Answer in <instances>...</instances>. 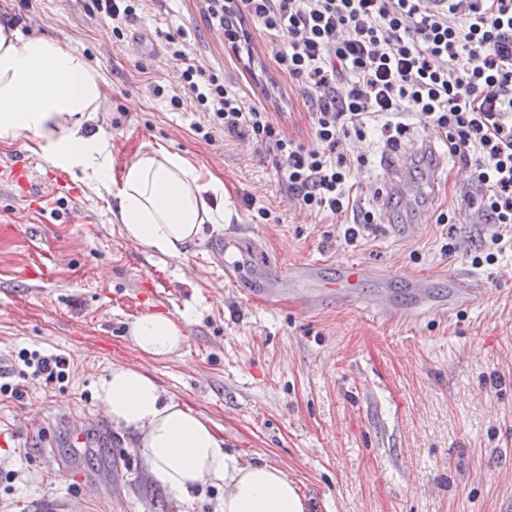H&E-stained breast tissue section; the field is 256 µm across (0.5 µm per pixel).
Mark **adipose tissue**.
<instances>
[{"instance_id": "adipose-tissue-1", "label": "adipose tissue", "mask_w": 512, "mask_h": 512, "mask_svg": "<svg viewBox=\"0 0 512 512\" xmlns=\"http://www.w3.org/2000/svg\"><path fill=\"white\" fill-rule=\"evenodd\" d=\"M102 80L71 47L21 33L0 15V145L28 135L32 152L88 187L108 188L109 210L127 239L154 254L182 256L204 224L223 220V182L183 155L158 146L138 152L120 177L97 116L105 111ZM142 355L164 361L188 338L186 324L147 313L126 330ZM96 398L113 428L131 433L150 480L179 498L201 485L223 489L214 512H308L309 503L279 466L241 461L215 426L165 391L144 371L116 365Z\"/></svg>"}]
</instances>
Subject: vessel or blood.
I'll list each match as a JSON object with an SVG mask.
<instances>
[{
	"instance_id": "vessel-or-blood-1",
	"label": "vessel or blood",
	"mask_w": 512,
	"mask_h": 512,
	"mask_svg": "<svg viewBox=\"0 0 512 512\" xmlns=\"http://www.w3.org/2000/svg\"><path fill=\"white\" fill-rule=\"evenodd\" d=\"M412 154L398 155L389 161L384 189L387 194L401 195L402 206H410L404 197V184ZM241 247L237 237H224L219 250L226 262L224 274L235 283L248 287L250 298L272 301L279 298L293 300L297 308L305 313L318 310L330 302L340 304H363L386 320L415 323L427 318L446 319L459 310L472 305L481 295L478 280L470 276H452L448 279V295L440 298L434 295V280L428 276L405 275L401 284L411 296L409 304H401L392 287V278L370 267L350 262L335 266L333 276H325L318 263H296L272 272L235 259L234 254Z\"/></svg>"
}]
</instances>
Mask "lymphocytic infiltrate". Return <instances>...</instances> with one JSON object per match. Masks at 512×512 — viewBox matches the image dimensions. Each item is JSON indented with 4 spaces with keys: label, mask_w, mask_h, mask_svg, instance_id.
Returning <instances> with one entry per match:
<instances>
[{
    "label": "lymphocytic infiltrate",
    "mask_w": 512,
    "mask_h": 512,
    "mask_svg": "<svg viewBox=\"0 0 512 512\" xmlns=\"http://www.w3.org/2000/svg\"><path fill=\"white\" fill-rule=\"evenodd\" d=\"M239 2L262 25L280 70L304 85L318 146L295 145L265 110L243 111L234 87L206 74L171 37L180 82L208 117L194 127L202 140L248 129L283 158L288 189L304 210L338 215L358 208L351 166L336 153L340 136L365 137L378 117L383 143L397 145L413 109L453 155L478 154L471 178L482 191L480 212L512 224V0H480L460 26L428 0ZM15 365L20 375L51 384L65 378L68 362L23 349Z\"/></svg>",
    "instance_id": "1"
}]
</instances>
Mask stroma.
Wrapping results in <instances>:
<instances>
[{"mask_svg": "<svg viewBox=\"0 0 512 512\" xmlns=\"http://www.w3.org/2000/svg\"><path fill=\"white\" fill-rule=\"evenodd\" d=\"M90 0H0L23 34L81 52L99 73L108 109L99 122L112 143L114 173L156 145L211 170L224 183V221L177 258L153 254L111 223L107 190L91 191L33 153L28 138L0 147V174L16 162L26 182L0 177V376L20 397L0 395V512H214L211 486L182 501L149 483L129 434L101 419L95 397L112 366L141 368L215 424L228 450L284 468L310 512H512V246L475 264L499 232L479 211L467 161L408 116L403 146L430 142L447 161L435 194L423 198L429 164L414 161L406 191L413 210L388 201L391 224H354L352 214L288 207L281 159L247 134L199 138L204 116L181 86L168 37L193 50L206 73L236 86L244 108L264 107L295 144L312 148L311 103L281 71L260 23L245 20L244 51L216 38L204 0H149L125 40L89 9ZM148 33L158 51L136 55L127 40ZM162 94H155V87ZM180 95L181 107L170 103ZM362 206L379 212L386 148L375 133L341 138ZM272 216L263 219L260 209ZM447 223H438L440 214ZM418 223V237L392 224ZM271 267L351 261L398 276L473 272L485 291L452 319L395 324L341 305L312 313L291 302H256L224 279L213 245L227 228ZM355 241H347L349 228ZM454 252H445L446 243ZM141 313L188 319V340L165 361L141 355L126 336ZM54 352L67 379L46 385L18 374L20 349ZM87 417L74 447L59 418ZM73 478L53 481L58 464Z\"/></svg>", "mask_w": 512, "mask_h": 512, "instance_id": "1", "label": "stroma"}]
</instances>
